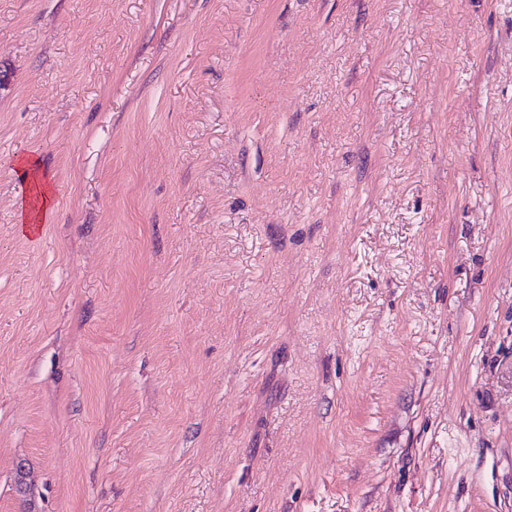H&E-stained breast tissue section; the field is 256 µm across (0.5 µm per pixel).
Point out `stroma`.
<instances>
[{"label": "stroma", "instance_id": "stroma-1", "mask_svg": "<svg viewBox=\"0 0 512 512\" xmlns=\"http://www.w3.org/2000/svg\"><path fill=\"white\" fill-rule=\"evenodd\" d=\"M0 512H512V0H0ZM14 170L26 185V194L18 204L19 231L23 235L43 226L54 206L51 182L42 171L40 162L31 155L21 154L13 160Z\"/></svg>", "mask_w": 512, "mask_h": 512}]
</instances>
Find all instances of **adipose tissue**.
I'll use <instances>...</instances> for the list:
<instances>
[{"label": "adipose tissue", "mask_w": 512, "mask_h": 512, "mask_svg": "<svg viewBox=\"0 0 512 512\" xmlns=\"http://www.w3.org/2000/svg\"><path fill=\"white\" fill-rule=\"evenodd\" d=\"M14 170L26 186L18 204V225L21 233L43 225L54 206L52 185L33 156L21 154L13 160Z\"/></svg>", "instance_id": "adipose-tissue-1"}]
</instances>
